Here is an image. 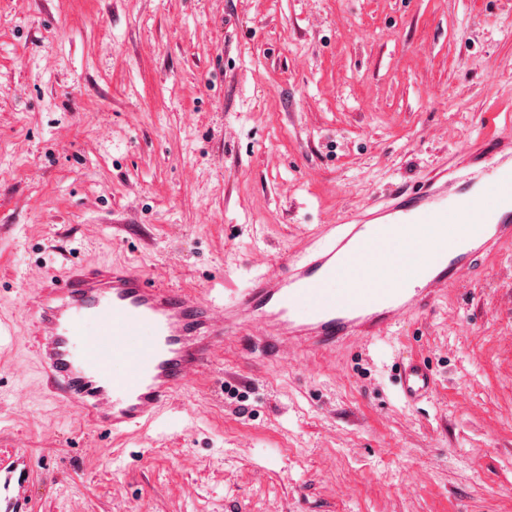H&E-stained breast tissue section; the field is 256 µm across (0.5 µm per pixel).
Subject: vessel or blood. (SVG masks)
<instances>
[{"label": "vessel or blood", "instance_id": "1", "mask_svg": "<svg viewBox=\"0 0 512 512\" xmlns=\"http://www.w3.org/2000/svg\"><path fill=\"white\" fill-rule=\"evenodd\" d=\"M480 170L446 169L324 225L328 242L283 272L259 277L222 308L155 284L115 263L73 264L35 293L25 329L34 339L45 389L89 425L121 436L163 410L209 366L225 337L246 323L263 343L294 342L313 352L367 342L447 293L475 257L512 242V136L499 135ZM404 224H471L473 237L449 250L427 235L407 249ZM406 402L427 397L434 375L421 360L395 378ZM32 462L16 452L0 468V512H26Z\"/></svg>", "mask_w": 512, "mask_h": 512}]
</instances>
